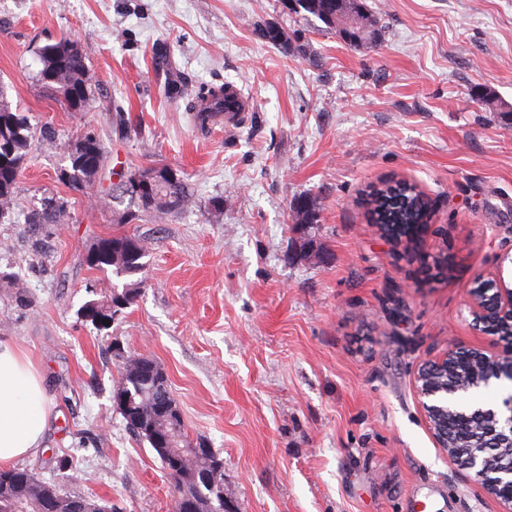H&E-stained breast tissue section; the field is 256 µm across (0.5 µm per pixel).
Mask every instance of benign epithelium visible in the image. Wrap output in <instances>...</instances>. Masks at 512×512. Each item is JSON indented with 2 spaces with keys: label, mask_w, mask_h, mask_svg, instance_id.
<instances>
[{
  "label": "benign epithelium",
  "mask_w": 512,
  "mask_h": 512,
  "mask_svg": "<svg viewBox=\"0 0 512 512\" xmlns=\"http://www.w3.org/2000/svg\"><path fill=\"white\" fill-rule=\"evenodd\" d=\"M505 257L497 258L496 272L477 279L493 280L497 287L485 286L468 291V304L472 323H484L490 337L486 347H455L424 362L417 371L415 391L426 414L429 430L436 445L448 459L470 472V479L501 506L500 512H512V394L502 399L499 407H474L467 403L466 393L486 388L493 382L507 379L512 382V336H503L493 327L512 323V287L505 284L502 264ZM478 360L483 371L474 375L465 386L452 381L448 388L438 390L423 383L431 368L457 363L466 365ZM451 411L459 425L477 426L467 450L452 448L447 443L448 423L438 422L443 410Z\"/></svg>",
  "instance_id": "benign-epithelium-1"
}]
</instances>
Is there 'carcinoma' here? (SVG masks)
<instances>
[{
  "label": "carcinoma",
  "instance_id": "1",
  "mask_svg": "<svg viewBox=\"0 0 512 512\" xmlns=\"http://www.w3.org/2000/svg\"><path fill=\"white\" fill-rule=\"evenodd\" d=\"M305 12L323 22L336 32L344 42L355 48H372L382 40L383 25L364 7L362 0H303ZM261 36L281 49L311 57L307 46L298 41L295 33L279 26H266ZM68 42L59 41L44 46L40 52L42 65H50L55 58L66 53L65 65L56 74V89L68 105V93L81 88L89 89L88 67L85 58L77 51H66ZM29 146L27 117L12 110L0 89V217L10 210L13 189ZM71 169L64 170L67 182L75 189H82L94 181L101 169L103 147L91 134L84 135L73 144L69 155ZM166 167L151 168L134 173V176L154 175L152 202L139 203V207L163 219L189 204V196L181 180L171 182L165 176ZM369 218L376 224L381 236L399 244L417 246L428 230L432 208L429 200L406 181H383L371 187L363 198ZM63 211V204L54 197H46L42 207L33 211L27 223L34 226L55 224ZM290 217L294 224H315L318 210L315 199L300 195L290 204ZM106 247L99 252L93 268L118 278L132 277L143 272L147 246L135 236L103 238ZM140 281L123 284L95 300L89 307L91 314L110 319L112 299L119 292L128 297L132 305ZM139 360L127 358L113 387L127 428L140 440L149 444L163 466L170 467L174 458L180 460L179 471L169 473L176 493L196 500L198 512H225L224 472L217 471L215 452L201 439L192 441L185 430L182 414L171 393L167 376L161 367L150 375L138 372ZM0 512H112L108 503L94 498L61 492L55 482L37 478L21 468H0Z\"/></svg>",
  "mask_w": 512,
  "mask_h": 512
}]
</instances>
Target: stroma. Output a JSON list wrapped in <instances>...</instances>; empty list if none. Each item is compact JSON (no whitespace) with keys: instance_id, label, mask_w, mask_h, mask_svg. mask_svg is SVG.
<instances>
[{"instance_id":"obj_1","label":"stroma","mask_w":512,"mask_h":512,"mask_svg":"<svg viewBox=\"0 0 512 512\" xmlns=\"http://www.w3.org/2000/svg\"><path fill=\"white\" fill-rule=\"evenodd\" d=\"M385 27L358 50L281 0H0V84L34 130L0 218V342L42 378L49 420L19 468L112 512H172L174 485L112 398L123 358L166 372L190 438L224 465L232 512H499L437 447L414 389L423 360L484 346L467 291L512 254V0H363ZM298 30L314 61L259 29ZM67 37L85 58V111L38 81ZM229 85L250 110L232 130L196 123ZM105 162L77 191L69 145ZM190 198L155 221L110 188L154 164ZM415 184L433 208L416 250L382 238L361 197ZM319 222L295 227L291 201ZM64 212L38 228L44 197ZM223 210H215V200ZM144 240V282L106 331L79 308L112 286L89 268L96 238ZM447 256L448 275L436 262ZM293 224H317L318 210L315 199L308 194L295 197L290 204Z\"/></svg>"}]
</instances>
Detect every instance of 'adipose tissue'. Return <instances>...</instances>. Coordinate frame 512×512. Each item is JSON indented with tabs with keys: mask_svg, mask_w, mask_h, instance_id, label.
<instances>
[{
	"mask_svg": "<svg viewBox=\"0 0 512 512\" xmlns=\"http://www.w3.org/2000/svg\"><path fill=\"white\" fill-rule=\"evenodd\" d=\"M48 420L42 379L31 358L0 344V466L38 448Z\"/></svg>",
	"mask_w": 512,
	"mask_h": 512,
	"instance_id": "obj_1",
	"label": "adipose tissue"
}]
</instances>
